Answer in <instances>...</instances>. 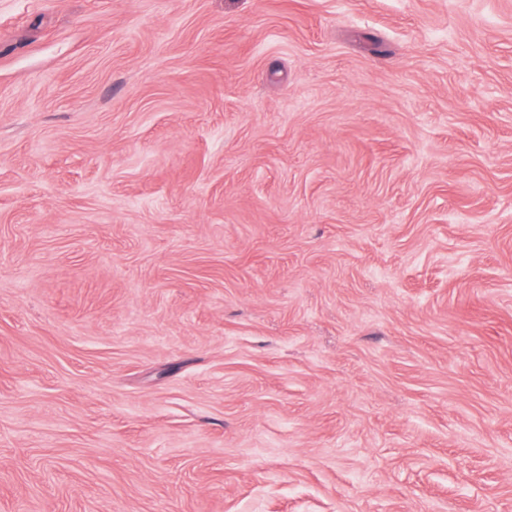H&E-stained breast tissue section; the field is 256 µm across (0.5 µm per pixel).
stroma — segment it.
<instances>
[{
  "mask_svg": "<svg viewBox=\"0 0 512 512\" xmlns=\"http://www.w3.org/2000/svg\"><path fill=\"white\" fill-rule=\"evenodd\" d=\"M0 512H512V0H0Z\"/></svg>",
  "mask_w": 512,
  "mask_h": 512,
  "instance_id": "obj_1",
  "label": "stroma"
}]
</instances>
